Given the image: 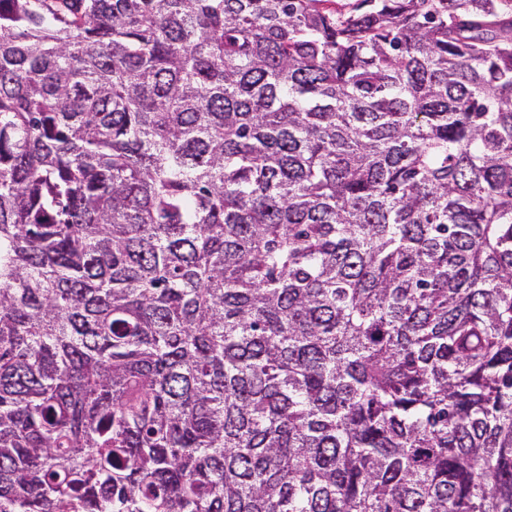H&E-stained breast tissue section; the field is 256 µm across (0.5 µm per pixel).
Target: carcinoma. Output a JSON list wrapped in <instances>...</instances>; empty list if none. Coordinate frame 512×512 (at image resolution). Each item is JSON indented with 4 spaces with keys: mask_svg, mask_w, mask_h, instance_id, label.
Instances as JSON below:
<instances>
[{
    "mask_svg": "<svg viewBox=\"0 0 512 512\" xmlns=\"http://www.w3.org/2000/svg\"><path fill=\"white\" fill-rule=\"evenodd\" d=\"M0 512H512V0H0Z\"/></svg>",
    "mask_w": 512,
    "mask_h": 512,
    "instance_id": "carcinoma-1",
    "label": "carcinoma"
}]
</instances>
